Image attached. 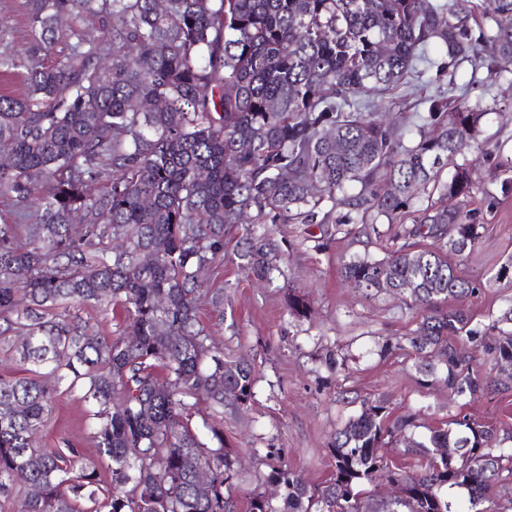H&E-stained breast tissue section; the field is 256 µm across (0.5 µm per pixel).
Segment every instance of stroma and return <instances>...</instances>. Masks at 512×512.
<instances>
[{"instance_id":"stroma-1","label":"stroma","mask_w":512,"mask_h":512,"mask_svg":"<svg viewBox=\"0 0 512 512\" xmlns=\"http://www.w3.org/2000/svg\"><path fill=\"white\" fill-rule=\"evenodd\" d=\"M28 37L24 0H0V51L20 47ZM500 67L493 74L461 63L458 78L470 86L453 92L450 100L455 108L480 100L489 109L477 144L463 153L473 161L474 180L482 188L469 207L485 230L477 248L457 265L460 276L481 285L464 303L478 321L512 303V273L498 274L512 258V190H502L490 170L496 142L512 141V59ZM271 231L284 254L282 273L272 283L252 280L232 241L223 262L201 275L204 289L224 292L223 309L201 306L202 323L225 358L248 357L257 369L250 407L224 408V445L239 458L233 512H248L253 490L269 471L271 448L281 449L283 461L310 486L323 485L331 475L330 446L337 429L374 396L387 397L393 415L415 413L422 434L458 414L512 429V391L468 401L438 384L419 385L406 352L377 355L385 339L416 329L418 317L400 308L389 292L369 295L346 286L341 268L365 250L383 256V242L365 248L353 236L340 234L318 249L312 241L317 227L275 224ZM292 293L308 301L306 317L290 315ZM41 444L89 447L84 405L70 396L58 398Z\"/></svg>"}]
</instances>
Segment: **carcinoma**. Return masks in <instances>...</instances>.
I'll return each mask as SVG.
<instances>
[{"label": "carcinoma", "mask_w": 512, "mask_h": 512, "mask_svg": "<svg viewBox=\"0 0 512 512\" xmlns=\"http://www.w3.org/2000/svg\"><path fill=\"white\" fill-rule=\"evenodd\" d=\"M468 3L26 0L29 45L0 53V72L25 85L20 97L0 95L10 148L0 197L35 218L0 222V351L28 372L0 375L1 500L25 512H227L238 470L224 447V402L250 404L254 370L224 359L200 324L202 303L223 299L199 278L239 227V257L268 281L282 253L262 224H315L328 239L357 224L368 243L399 224L390 252L357 254L343 271L356 288L426 310L379 355L410 348L420 385L461 398L497 389L474 368L478 355L512 380V304L476 324L460 307L439 308L481 288L449 254L462 261L481 238L466 209L472 165L456 158L487 110L450 115L438 95L408 125L375 113L414 76L433 71L452 86L466 59L472 84L512 58V0H491L477 36ZM84 19L102 23V39L86 37ZM495 159L512 188L506 143ZM425 237L444 247L414 243ZM75 306L118 309L125 331L90 335ZM74 393L90 406L105 472L82 448L35 446L56 398ZM200 402L211 416L199 430L190 417ZM415 420L392 417L384 397L363 402L331 442L326 485L313 490L275 465L264 483L282 489V506L256 490L249 512H488L492 489L512 484V435L455 417L407 438L402 454L417 460L407 471L384 447Z\"/></svg>", "instance_id": "cac0c4a2"}]
</instances>
